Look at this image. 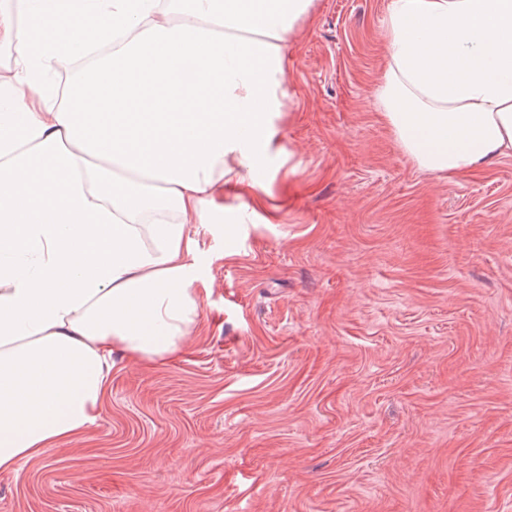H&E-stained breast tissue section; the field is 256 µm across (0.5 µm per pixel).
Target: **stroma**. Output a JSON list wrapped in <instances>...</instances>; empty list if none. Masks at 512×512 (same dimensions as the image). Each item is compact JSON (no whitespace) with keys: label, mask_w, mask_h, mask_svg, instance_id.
I'll list each match as a JSON object with an SVG mask.
<instances>
[{"label":"stroma","mask_w":512,"mask_h":512,"mask_svg":"<svg viewBox=\"0 0 512 512\" xmlns=\"http://www.w3.org/2000/svg\"><path fill=\"white\" fill-rule=\"evenodd\" d=\"M389 5L319 0L283 155L213 197L188 345L118 363L78 442L0 474V512H512V156L404 154Z\"/></svg>","instance_id":"stroma-1"}]
</instances>
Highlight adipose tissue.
<instances>
[{
  "mask_svg": "<svg viewBox=\"0 0 512 512\" xmlns=\"http://www.w3.org/2000/svg\"><path fill=\"white\" fill-rule=\"evenodd\" d=\"M318 0H0V473L177 357L217 189L256 191ZM379 109L425 172L512 155V0H391ZM70 67L64 88L51 83Z\"/></svg>",
  "mask_w": 512,
  "mask_h": 512,
  "instance_id": "obj_1",
  "label": "adipose tissue"
}]
</instances>
